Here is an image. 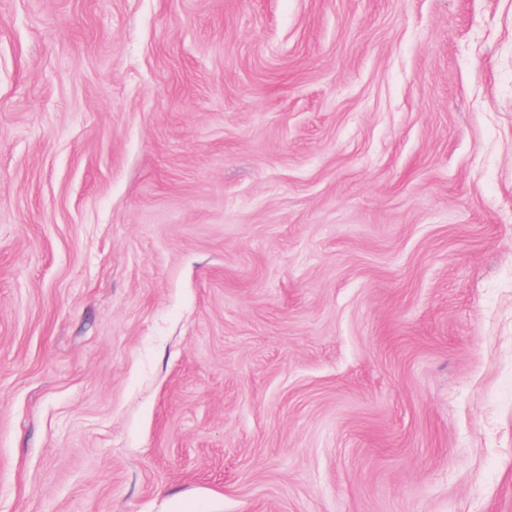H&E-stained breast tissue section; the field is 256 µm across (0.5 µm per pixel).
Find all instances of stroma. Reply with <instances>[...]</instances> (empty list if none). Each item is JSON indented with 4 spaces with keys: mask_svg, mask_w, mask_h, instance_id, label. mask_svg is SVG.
Instances as JSON below:
<instances>
[{
    "mask_svg": "<svg viewBox=\"0 0 512 512\" xmlns=\"http://www.w3.org/2000/svg\"><path fill=\"white\" fill-rule=\"evenodd\" d=\"M0 512H512V0H0Z\"/></svg>",
    "mask_w": 512,
    "mask_h": 512,
    "instance_id": "35a3bbf8",
    "label": "stroma"
}]
</instances>
